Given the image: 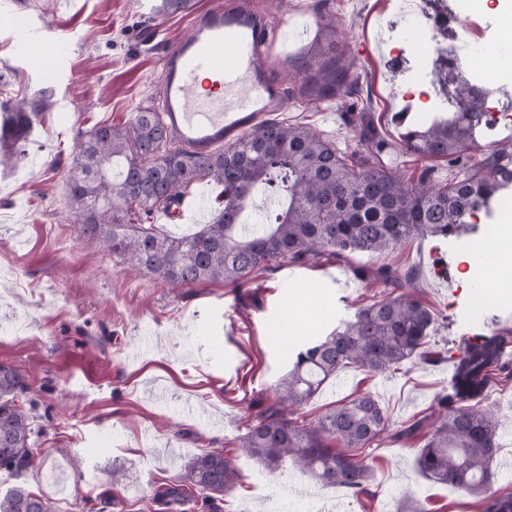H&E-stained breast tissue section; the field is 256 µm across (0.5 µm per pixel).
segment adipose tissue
I'll return each mask as SVG.
<instances>
[{
	"label": "adipose tissue",
	"instance_id": "1",
	"mask_svg": "<svg viewBox=\"0 0 512 512\" xmlns=\"http://www.w3.org/2000/svg\"><path fill=\"white\" fill-rule=\"evenodd\" d=\"M463 263L477 269L483 287H495L501 293L512 290V214H506L490 237L479 242L472 253L463 255Z\"/></svg>",
	"mask_w": 512,
	"mask_h": 512
}]
</instances>
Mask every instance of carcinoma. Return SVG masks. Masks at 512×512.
<instances>
[{"label":"carcinoma","instance_id":"1","mask_svg":"<svg viewBox=\"0 0 512 512\" xmlns=\"http://www.w3.org/2000/svg\"><path fill=\"white\" fill-rule=\"evenodd\" d=\"M195 0H151L145 21L189 13ZM348 69L325 67L313 90L346 97ZM489 92L470 83L457 90V111L431 112L404 126L401 144L420 157L448 160L453 176L434 180L429 168L406 179L380 166L389 149L365 113H352L355 145L340 149L312 128L265 120L235 142L201 156L167 132L160 114L137 110L124 125L100 124L85 133L73 158L67 196L80 235L96 239L132 270L146 271L171 288L222 282L234 289L288 262L318 266L329 260L350 265L362 281L383 284L386 294L358 308L353 318L296 353L292 368L262 401L239 448L270 474L290 464L323 486L366 492L371 473L355 451L369 447L394 426L388 409L365 393L341 402L315 423L297 412L330 378L358 367L373 376L415 359L454 364V391L437 397L438 417L394 430L396 441L423 428L416 462L426 477L478 498L479 512H512V493L492 490L491 464L498 451L496 421L484 395L472 402L460 388L485 386L502 363V343L492 334L466 351H431L436 331L432 311L416 298L415 277L389 264L350 263V256L385 254L418 236L446 237L469 218L494 210L512 187V153L493 149L473 161L467 151L486 127ZM52 107L39 94L0 106V163L18 156L35 122ZM224 187L223 205L195 233L175 238L144 220L169 210L196 182ZM276 200L274 219L244 223L258 197ZM30 386L13 367L0 365V470L20 476L38 455L26 405ZM242 476L235 460L205 452L185 466L182 487L165 495L178 502L184 489L203 499L232 490ZM51 512L42 497L16 485L0 495V512Z\"/></svg>","mask_w":512,"mask_h":512}]
</instances>
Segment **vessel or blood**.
Segmentation results:
<instances>
[{
	"instance_id": "vessel-or-blood-1",
	"label": "vessel or blood",
	"mask_w": 512,
	"mask_h": 512,
	"mask_svg": "<svg viewBox=\"0 0 512 512\" xmlns=\"http://www.w3.org/2000/svg\"><path fill=\"white\" fill-rule=\"evenodd\" d=\"M266 42V21L246 0H231L194 18L188 35L165 55L159 100L170 134L207 152L234 141L267 113L285 110L282 89L263 74L271 56ZM60 48L54 39L24 44L39 63L58 56Z\"/></svg>"
}]
</instances>
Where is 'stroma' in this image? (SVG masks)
<instances>
[{
  "label": "stroma",
  "mask_w": 512,
  "mask_h": 512,
  "mask_svg": "<svg viewBox=\"0 0 512 512\" xmlns=\"http://www.w3.org/2000/svg\"><path fill=\"white\" fill-rule=\"evenodd\" d=\"M267 19L273 56L266 63L288 96L277 120L304 124L345 146L348 102L322 99L310 89L319 66L341 60L358 81L356 99L389 142L381 163L409 178L423 168L448 179L446 162L410 155L399 143L394 112L454 108L472 63L443 79L405 83L423 50H403L395 29L408 0H251ZM146 0H0V103L52 97L20 163L0 166V364L29 380L30 421L40 450L37 464L14 478L0 471V494L25 485L52 512H396L399 499L423 512H478L476 500L425 478L415 450L383 435L365 449L372 477L365 494L314 484L284 465L279 476L241 452L239 439L261 398L292 366L299 340L272 336L285 322L300 285L316 283L328 311L306 334L326 335L357 308L379 298L382 285L356 279L347 265L285 264L248 287L221 283L171 290L147 272L125 271L97 241L80 236L66 218L65 178L79 136L100 123L123 125L156 104L167 49L190 30L191 15L142 25ZM60 40L63 60L36 64L23 34ZM505 32L489 12L451 18L447 46L477 39L502 53ZM477 237H416L385 256L414 270L418 296L438 316L431 347L464 349L490 331L512 337V298L479 289L459 257ZM450 277H443L442 266ZM454 368L405 364L369 376L347 368L328 380L301 415L317 418L337 401L372 392L401 423L432 416ZM494 408L500 450L493 462L496 489L512 492V377H499ZM206 451L232 456L243 475L232 491L210 501L201 495L169 503L185 465Z\"/></svg>",
  "instance_id": "obj_1"
}]
</instances>
